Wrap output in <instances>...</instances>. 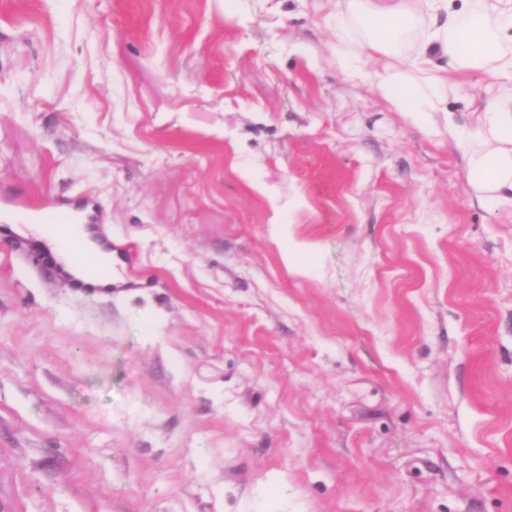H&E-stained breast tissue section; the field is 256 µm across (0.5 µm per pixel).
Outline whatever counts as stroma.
<instances>
[{
    "label": "stroma",
    "mask_w": 512,
    "mask_h": 512,
    "mask_svg": "<svg viewBox=\"0 0 512 512\" xmlns=\"http://www.w3.org/2000/svg\"><path fill=\"white\" fill-rule=\"evenodd\" d=\"M342 8L0 0V199L93 196L138 277L0 232V512H512L493 79L396 111Z\"/></svg>",
    "instance_id": "obj_1"
}]
</instances>
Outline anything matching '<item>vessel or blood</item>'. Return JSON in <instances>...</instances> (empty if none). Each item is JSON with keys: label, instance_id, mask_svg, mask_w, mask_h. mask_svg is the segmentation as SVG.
Instances as JSON below:
<instances>
[{"label": "vessel or blood", "instance_id": "b4317fda", "mask_svg": "<svg viewBox=\"0 0 512 512\" xmlns=\"http://www.w3.org/2000/svg\"><path fill=\"white\" fill-rule=\"evenodd\" d=\"M100 208L98 203L90 198L65 209L56 208L51 203L32 205L22 200L11 201L10 205L0 212L4 220L14 219L16 214H24L27 221L37 224L58 222L61 224L83 225L86 238H71L66 242L70 251L81 255L82 260L77 271L62 270L61 276L71 288L95 292L100 288L102 260H116L125 264H133L134 252L131 246H116L110 240L98 237L96 224L99 220Z\"/></svg>", "mask_w": 512, "mask_h": 512}]
</instances>
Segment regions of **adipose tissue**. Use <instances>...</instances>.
I'll use <instances>...</instances> for the list:
<instances>
[{
	"label": "adipose tissue",
	"instance_id": "adipose-tissue-1",
	"mask_svg": "<svg viewBox=\"0 0 512 512\" xmlns=\"http://www.w3.org/2000/svg\"><path fill=\"white\" fill-rule=\"evenodd\" d=\"M344 2V19L365 31L375 81L399 111L430 109L404 80L411 69L429 73L439 92L452 68L499 79V95L483 109L484 132L496 146L468 143V181L481 197L512 194V0Z\"/></svg>",
	"mask_w": 512,
	"mask_h": 512
}]
</instances>
